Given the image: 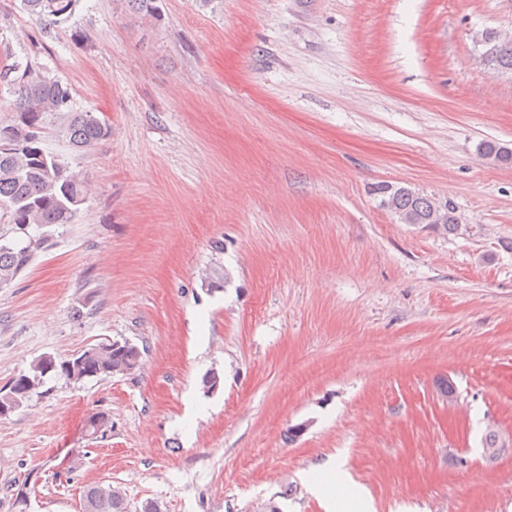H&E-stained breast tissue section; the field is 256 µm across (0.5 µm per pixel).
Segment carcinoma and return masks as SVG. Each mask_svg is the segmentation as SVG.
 <instances>
[{
  "label": "carcinoma",
  "mask_w": 512,
  "mask_h": 512,
  "mask_svg": "<svg viewBox=\"0 0 512 512\" xmlns=\"http://www.w3.org/2000/svg\"><path fill=\"white\" fill-rule=\"evenodd\" d=\"M81 0H22L23 9L44 27H59L75 13ZM497 71L512 74V39L504 40L495 59ZM0 81L14 94L13 123L0 125V220L10 234L0 231V285L11 282L33 261L48 241L43 228L70 224L86 199L87 183L81 173L67 165L46 164L52 152L43 147L44 129L57 120L56 132L77 150H88L109 133L107 124L89 112L73 109L70 87L15 64L0 70ZM483 153L501 163H512V151L495 141L482 144ZM376 193L390 211L411 215L420 224L442 223L448 231L458 229L459 217L453 202L448 213L433 215L434 199L420 195L414 199L395 185L381 184ZM139 347L131 342H108L81 353L80 363L64 368L67 360L50 355L35 360L28 372L16 377L8 388L0 389V406L14 412L29 402L43 377L57 371L69 380L104 379L130 366H138ZM81 512H127L121 493L107 484H94L82 493Z\"/></svg>",
  "instance_id": "obj_1"
}]
</instances>
